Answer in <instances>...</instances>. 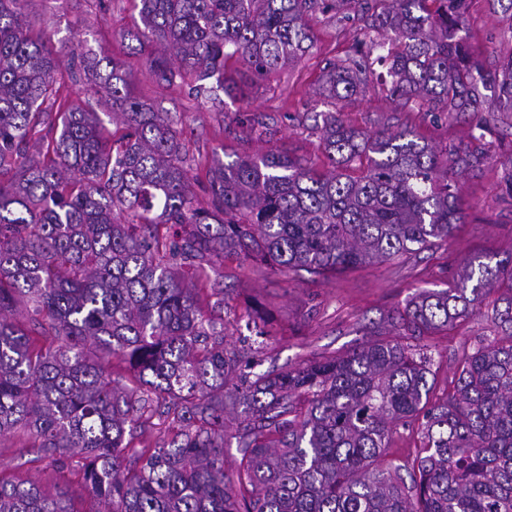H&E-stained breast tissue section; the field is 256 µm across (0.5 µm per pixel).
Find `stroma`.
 <instances>
[{
	"mask_svg": "<svg viewBox=\"0 0 512 512\" xmlns=\"http://www.w3.org/2000/svg\"><path fill=\"white\" fill-rule=\"evenodd\" d=\"M139 8L138 0H33L26 8V21L53 40L74 39L78 54H106L122 60L133 94L178 118L180 138L193 159L192 183L200 203L208 201L213 161L236 151L286 148L321 164L320 134L312 120L313 113L323 109L317 80L326 59L344 56L354 41L369 42L356 21L319 17L314 23L315 48L267 79L227 62V72L243 87L246 98H227L219 104L198 101L187 88L154 82L147 70L152 46L131 38ZM462 34L484 70H494L512 55V21L498 0H471ZM343 117L367 130L385 123L408 125L438 147L468 146L481 152L482 172L457 179L465 219L448 242L410 260L360 266L328 277L273 271L243 259L217 263L224 304L212 314L224 322L225 348L249 360L248 375L350 351L369 340L374 324L403 307L415 288L448 287L465 263L512 252V127L490 122L483 139L477 141L475 118L402 111L373 81L345 103ZM511 293L504 287L494 291L465 321L425 337L434 359V398L452 392L461 359L489 335V316L497 299ZM0 475L26 479L45 490L67 487L79 512L92 506L76 474L30 463L17 438L0 439Z\"/></svg>",
	"mask_w": 512,
	"mask_h": 512,
	"instance_id": "35a3bbf8",
	"label": "stroma"
}]
</instances>
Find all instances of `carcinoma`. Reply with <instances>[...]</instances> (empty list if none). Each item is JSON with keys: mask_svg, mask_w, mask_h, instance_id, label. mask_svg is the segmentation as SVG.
Returning a JSON list of instances; mask_svg holds the SVG:
<instances>
[{"mask_svg": "<svg viewBox=\"0 0 512 512\" xmlns=\"http://www.w3.org/2000/svg\"><path fill=\"white\" fill-rule=\"evenodd\" d=\"M140 2L159 85L242 96L227 59L274 73L313 48L309 18L333 12L383 37L385 53L355 44L328 59L318 94L331 104L360 94L376 64L389 95L424 112L475 116L491 86L496 120L512 124V56L486 72L460 35L471 0ZM27 5L0 0V438L19 434L57 471L79 458L93 512H512V296L443 399H431L432 358L405 342L469 316L498 285L512 291V252L416 288L385 339L240 383L195 287L219 256L325 276L446 241L463 223L456 176L480 172L481 157L316 112L326 171L287 150L237 154L214 162L204 207L174 118L135 97L114 59L92 58L125 126L112 139L65 93L79 81L61 69L75 44L33 33ZM156 413L170 440L133 447ZM400 424L423 447L386 466ZM0 512L73 510L60 488L1 477ZM235 429L234 421H227L224 427V465L229 475L234 473V468L241 459V452L237 448V440L234 438Z\"/></svg>", "mask_w": 512, "mask_h": 512, "instance_id": "cac0c4a2", "label": "carcinoma"}]
</instances>
